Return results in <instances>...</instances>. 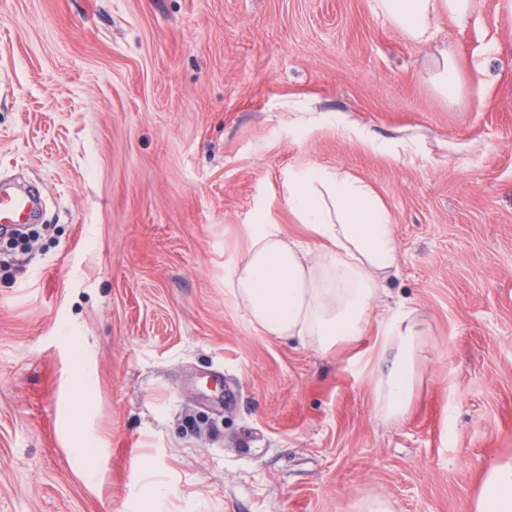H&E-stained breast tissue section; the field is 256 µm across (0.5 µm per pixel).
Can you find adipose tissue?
<instances>
[{
    "mask_svg": "<svg viewBox=\"0 0 512 512\" xmlns=\"http://www.w3.org/2000/svg\"><path fill=\"white\" fill-rule=\"evenodd\" d=\"M380 11L413 40L431 38L439 15L459 24L471 0H377ZM289 212L312 245L274 225L251 224L227 286L249 322L272 339H296L321 354L343 350L370 367L375 411L402 422L413 403L426 341L418 310L381 304L399 254L393 215L374 189L343 171L312 169L284 185ZM377 334L362 340L370 321ZM473 512H512V459L494 463L482 479Z\"/></svg>",
    "mask_w": 512,
    "mask_h": 512,
    "instance_id": "1",
    "label": "adipose tissue"
}]
</instances>
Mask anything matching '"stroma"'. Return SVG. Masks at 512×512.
I'll return each mask as SVG.
<instances>
[{"label":"stroma","mask_w":512,"mask_h":512,"mask_svg":"<svg viewBox=\"0 0 512 512\" xmlns=\"http://www.w3.org/2000/svg\"><path fill=\"white\" fill-rule=\"evenodd\" d=\"M317 167L393 214L430 349L400 423L226 286L245 225L304 239ZM9 176L48 229L0 260V512H469L512 454V0L426 42L376 0H0ZM432 81L438 90L447 97H453L459 88L455 56L451 49L445 48L432 64Z\"/></svg>","instance_id":"35a3bbf8"}]
</instances>
